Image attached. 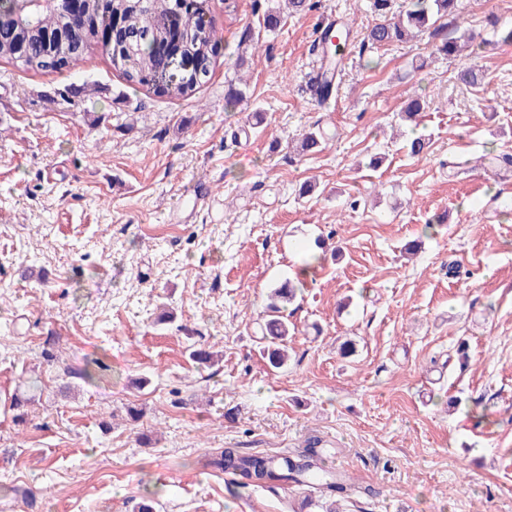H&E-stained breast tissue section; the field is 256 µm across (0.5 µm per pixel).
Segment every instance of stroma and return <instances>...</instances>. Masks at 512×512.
Segmentation results:
<instances>
[{
	"mask_svg": "<svg viewBox=\"0 0 512 512\" xmlns=\"http://www.w3.org/2000/svg\"><path fill=\"white\" fill-rule=\"evenodd\" d=\"M252 2L207 0L220 55L187 99L130 85L95 47L56 73L0 61V512H26L30 493L40 512H134L148 495L160 512H299L302 489L205 463L312 442L378 491L343 512H512V184L487 169L512 154V43L487 24L512 26V0L460 2L474 87L426 32L361 50L371 0H319L272 32ZM333 19L351 49L320 105L311 48ZM238 78L261 124L225 112ZM415 93L424 110L408 129ZM315 124L330 140L299 152ZM411 134L429 141L422 158L402 148ZM454 157L469 161L457 177ZM308 180L319 194L299 198ZM316 252L287 309L288 364L271 370L268 292ZM163 303L176 318L160 325ZM348 338L358 352L344 359ZM461 338L468 365L445 371ZM194 346L223 359L197 365ZM102 355L101 379L71 373Z\"/></svg>",
	"mask_w": 512,
	"mask_h": 512,
	"instance_id": "obj_1",
	"label": "stroma"
}]
</instances>
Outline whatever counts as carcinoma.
Here are the masks:
<instances>
[{
    "label": "carcinoma",
    "mask_w": 512,
    "mask_h": 512,
    "mask_svg": "<svg viewBox=\"0 0 512 512\" xmlns=\"http://www.w3.org/2000/svg\"><path fill=\"white\" fill-rule=\"evenodd\" d=\"M374 12L380 21L372 26L361 42V48L405 42L413 31H431L441 39L437 51L455 56L461 51L457 38L448 36L447 27L457 22L459 0H405L398 11H393V0H373ZM254 9L263 10L264 28L280 26V11L263 7L262 0H254ZM119 23L117 34L127 40L116 51L99 36L104 30ZM102 44L112 69L122 74L131 84L145 87L156 94L170 98H185L205 84L219 54L221 37L204 23L199 10L191 5H179V0H87L79 15L70 11L35 10L21 16L6 9L0 12V59L25 70L49 72L74 68L85 51ZM341 47L324 54H332L323 70L320 101L329 97L335 68L342 61ZM192 54L200 61V72L183 83L159 87L152 76L172 54ZM457 82L476 86L481 82L479 69L464 65L454 75ZM327 139L326 133L312 127L300 134L299 148L306 152ZM298 288L290 281L273 289L264 319L263 339L271 367L278 369L288 362L287 341L293 326L285 314L289 303L296 298ZM320 452L314 447L298 456L269 457L262 453L244 454L236 448L224 449L212 464L226 473L245 480V484L268 486L286 482L303 486L310 491L307 506L334 512L330 501L351 495L370 496L374 490L356 486L332 470L319 467Z\"/></svg>",
    "instance_id": "obj_1"
}]
</instances>
